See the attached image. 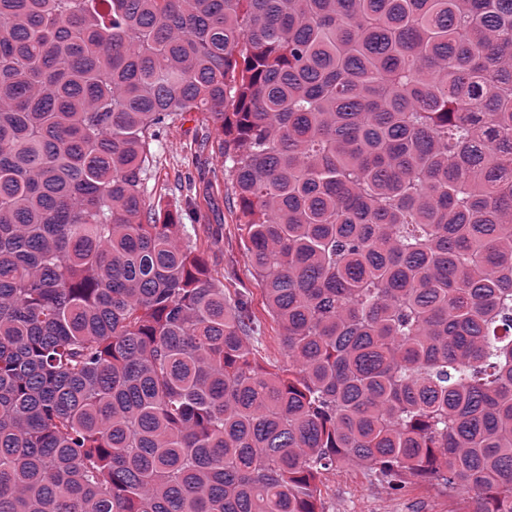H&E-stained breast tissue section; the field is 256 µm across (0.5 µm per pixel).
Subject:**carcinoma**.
<instances>
[{
    "instance_id": "carcinoma-1",
    "label": "carcinoma",
    "mask_w": 512,
    "mask_h": 512,
    "mask_svg": "<svg viewBox=\"0 0 512 512\" xmlns=\"http://www.w3.org/2000/svg\"><path fill=\"white\" fill-rule=\"evenodd\" d=\"M231 163L288 365L170 212ZM512 512V0H0V512ZM325 512H454L462 495L452 487L412 481L395 489L365 467L347 463L323 480Z\"/></svg>"
}]
</instances>
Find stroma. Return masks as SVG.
Masks as SVG:
<instances>
[{
  "label": "stroma",
  "instance_id": "1",
  "mask_svg": "<svg viewBox=\"0 0 512 512\" xmlns=\"http://www.w3.org/2000/svg\"><path fill=\"white\" fill-rule=\"evenodd\" d=\"M215 133L200 113L185 115L162 129L155 158L145 176L146 197L180 223L227 294L245 295L261 325L257 349L271 368L287 365L280 328L270 316L244 247L232 178L224 160L208 146ZM325 512H457L460 492L412 481L397 489L365 467L337 464L323 480Z\"/></svg>",
  "mask_w": 512,
  "mask_h": 512
}]
</instances>
